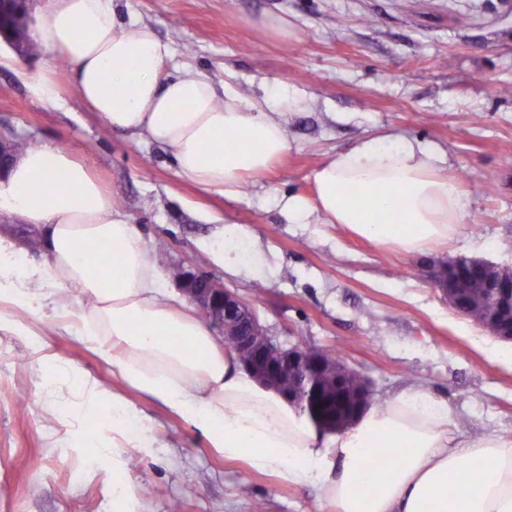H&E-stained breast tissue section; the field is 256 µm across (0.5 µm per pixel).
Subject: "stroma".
<instances>
[{"label": "stroma", "instance_id": "1", "mask_svg": "<svg viewBox=\"0 0 512 512\" xmlns=\"http://www.w3.org/2000/svg\"><path fill=\"white\" fill-rule=\"evenodd\" d=\"M124 19L171 42V74H234L244 95L286 86L305 101L285 112L291 148L240 199L203 192L160 146L108 131L82 103L62 61L22 55L0 66V137L55 142L111 191L164 271L185 267L253 305L285 346L337 352L369 378L380 402L417 387L446 399L476 439L512 435V341L452 309L420 275L418 257L326 224H291L279 193L311 195V171L357 140L385 133L438 144L470 192L451 257L512 268V0H118ZM287 17V38L256 25ZM47 73L46 104L28 78ZM237 226L259 263L227 270L208 250ZM0 235L25 260L48 258L44 230L0 214ZM86 375L85 389L53 402L30 363L38 349ZM110 369L50 308L0 327V512H320L317 493L212 452L202 434L134 391L154 448H113L112 422L92 404ZM133 488L117 502L114 472Z\"/></svg>", "mask_w": 512, "mask_h": 512}]
</instances>
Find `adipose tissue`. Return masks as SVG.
<instances>
[{
    "instance_id": "ef3b65f1",
    "label": "adipose tissue",
    "mask_w": 512,
    "mask_h": 512,
    "mask_svg": "<svg viewBox=\"0 0 512 512\" xmlns=\"http://www.w3.org/2000/svg\"><path fill=\"white\" fill-rule=\"evenodd\" d=\"M31 36L66 63L80 99L108 129L165 147L178 174L202 190L236 198L288 153L277 113L284 102L301 107L293 90L247 98L230 81L219 91L203 75H169L171 44L149 25L120 21L113 0H51ZM310 180L312 196L277 198L288 219L341 227L407 254L450 245L467 206L444 152L415 138L363 139L325 158ZM2 211L46 226L49 256L18 262L15 243L0 237V306L24 310L39 300L58 316L72 289L86 295L66 329L123 385L103 395L118 447L155 443L135 428L130 389L191 424L224 459L314 487L323 512H512V436L466 438L446 400L401 393L321 435L169 292L140 230L65 147L34 144L14 158L0 177ZM382 448L391 461L372 467Z\"/></svg>"
}]
</instances>
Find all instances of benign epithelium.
Here are the masks:
<instances>
[{
	"mask_svg": "<svg viewBox=\"0 0 512 512\" xmlns=\"http://www.w3.org/2000/svg\"><path fill=\"white\" fill-rule=\"evenodd\" d=\"M489 269L497 272L493 288L499 304L494 309L484 310L465 301V285L471 277ZM421 270L455 310L491 335L512 341L511 268L459 258L428 262ZM177 280L188 298L206 311L207 322L220 330L224 340L231 343L243 364L261 382L275 388L300 409L323 405L327 421L321 425L322 429L336 430V407L353 415L370 404L371 391L366 378H359V385L351 389L346 381L350 373L348 366H336L320 350L279 344L265 333L256 312L248 304L212 278L182 268ZM329 374L337 381L335 389L327 394L321 377Z\"/></svg>",
	"mask_w": 512,
	"mask_h": 512,
	"instance_id": "obj_1",
	"label": "benign epithelium"
}]
</instances>
